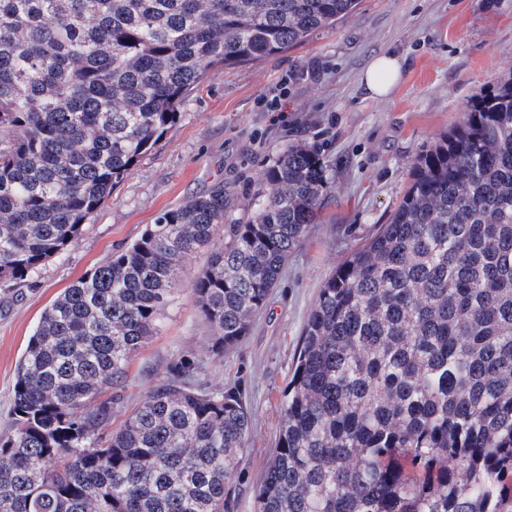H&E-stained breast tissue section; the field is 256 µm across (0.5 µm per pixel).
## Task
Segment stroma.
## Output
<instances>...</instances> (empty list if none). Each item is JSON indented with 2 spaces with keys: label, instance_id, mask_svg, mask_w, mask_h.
Masks as SVG:
<instances>
[{
  "label": "stroma",
  "instance_id": "obj_1",
  "mask_svg": "<svg viewBox=\"0 0 512 512\" xmlns=\"http://www.w3.org/2000/svg\"><path fill=\"white\" fill-rule=\"evenodd\" d=\"M385 52L401 56V76L386 98H373L360 76ZM314 66L319 75L307 77ZM511 72L512 0H360L335 26L284 52L212 68L183 97L173 126L114 185L76 246L18 288L0 282V435L10 432L16 364L64 288L138 240L161 212L213 186L224 188L228 223H245L262 171L302 142L324 158L334 191L244 341L215 360L212 330L190 289L209 257L200 252L179 271L175 298L157 336L131 361L112 416L120 425L177 356L199 361L210 390L237 389L252 412L249 447L229 485L235 512H255L281 393L323 282L388 223L415 156L461 120L474 92ZM272 97L279 107L270 112L261 101Z\"/></svg>",
  "mask_w": 512,
  "mask_h": 512
}]
</instances>
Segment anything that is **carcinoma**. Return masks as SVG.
I'll list each match as a JSON object with an SVG mask.
<instances>
[{
    "instance_id": "carcinoma-1",
    "label": "carcinoma",
    "mask_w": 512,
    "mask_h": 512,
    "mask_svg": "<svg viewBox=\"0 0 512 512\" xmlns=\"http://www.w3.org/2000/svg\"><path fill=\"white\" fill-rule=\"evenodd\" d=\"M358 0H0V282L74 247L216 65L277 54ZM334 187L292 144L245 224L224 186L164 211L45 309L0 436V512H233L251 412L168 364L112 428L177 271L216 357L240 344ZM257 512H512V73L416 157L391 220L319 289Z\"/></svg>"
}]
</instances>
